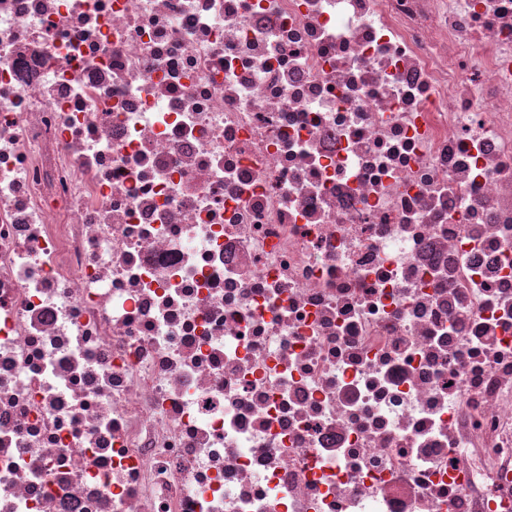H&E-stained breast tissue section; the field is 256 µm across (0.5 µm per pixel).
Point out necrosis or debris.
<instances>
[{"mask_svg":"<svg viewBox=\"0 0 512 512\" xmlns=\"http://www.w3.org/2000/svg\"><path fill=\"white\" fill-rule=\"evenodd\" d=\"M0 512H512V0H0Z\"/></svg>","mask_w":512,"mask_h":512,"instance_id":"1","label":"necrosis or debris"}]
</instances>
